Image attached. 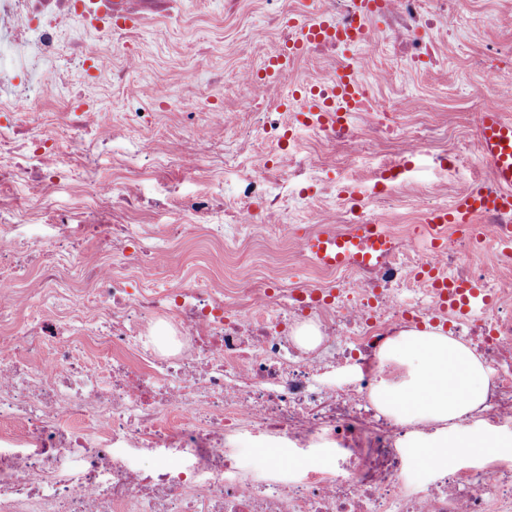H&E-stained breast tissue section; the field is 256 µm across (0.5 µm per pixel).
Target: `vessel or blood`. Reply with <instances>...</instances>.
<instances>
[{"instance_id": "b4317fda", "label": "vessel or blood", "mask_w": 512, "mask_h": 512, "mask_svg": "<svg viewBox=\"0 0 512 512\" xmlns=\"http://www.w3.org/2000/svg\"><path fill=\"white\" fill-rule=\"evenodd\" d=\"M337 28L325 19L315 17L302 24L301 38L285 47L271 59L268 74L281 76L287 72L296 54L308 43L333 39ZM362 85L357 70L345 71L336 88L335 102H327L315 95L301 104L302 121L319 117L320 121L335 120L337 112L354 109L357 93ZM480 147L484 158L491 165L497 187L494 191L470 190L462 193L452 210H435L428 214L427 221L433 226L447 224H469L487 211L512 212V121L496 112L484 113L481 121ZM392 245V238L381 224H355L344 233L336 232L333 226L322 229L302 241V249L318 265L327 269L346 266L371 267L381 262ZM441 295L449 305L461 307L463 312L479 310L486 300L479 287L468 282L441 281Z\"/></svg>"}]
</instances>
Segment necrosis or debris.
<instances>
[{
    "label": "necrosis or debris",
    "mask_w": 512,
    "mask_h": 512,
    "mask_svg": "<svg viewBox=\"0 0 512 512\" xmlns=\"http://www.w3.org/2000/svg\"><path fill=\"white\" fill-rule=\"evenodd\" d=\"M172 0H0V268L27 271L17 255L39 253L52 241L55 256L41 266V284L24 301L66 290L72 307L82 287L96 305L76 333L111 347L112 356L90 364L64 340L61 318L36 314L13 334L0 336V512H512V455L487 452L460 463L451 451L418 477L410 465L423 424L382 412L373 393L391 366L385 362L394 334L411 324L444 317L487 368L484 403L455 420L488 437L512 429V305L495 270L512 268V250L496 253L494 267L476 258L496 246L512 214L487 213L477 225H453L442 251L427 258L413 235H392L382 263L346 267L326 286L287 288L261 278L243 288H199L182 281L158 287L143 262L114 273L72 252L92 241L106 258L128 250L146 253L134 213L160 208L176 217L170 238L189 224L213 237L226 229L288 234L273 224L284 189L311 180L299 146L283 147L275 132L281 115L262 124L264 155L240 167L230 193L217 196L201 162L224 159L220 140L198 135L171 148L118 132L90 138L99 101L70 98L63 129L38 135L21 118L52 86L62 58L73 61L83 82L107 80L112 47L138 36L152 17H170ZM467 0H376L386 17L396 58H432L425 31ZM397 103L364 94L336 123L312 122L328 145L344 143L350 156L365 150L359 121L370 115L374 138L389 131L382 119ZM118 172L104 175L102 160ZM402 158L381 154L359 167L358 182L382 205L393 200L391 174ZM175 169L184 181L157 196H141L144 181ZM85 191L69 204L52 193L72 172ZM26 181L30 194L12 188ZM49 239L21 235L27 224ZM433 266L447 277L484 286L492 301L462 319L438 308L428 280L415 269ZM312 321L315 346L299 344L298 325ZM163 336L162 345L148 344ZM48 347L33 367L19 352ZM251 433L274 443L276 462L250 468L238 441ZM332 458L327 469L315 455ZM161 459L147 471L142 462Z\"/></svg>",
    "instance_id": "1"
}]
</instances>
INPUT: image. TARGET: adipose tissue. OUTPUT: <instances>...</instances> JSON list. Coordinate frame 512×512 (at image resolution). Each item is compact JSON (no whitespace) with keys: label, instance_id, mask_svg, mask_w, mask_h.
Here are the masks:
<instances>
[{"label":"adipose tissue","instance_id":"1","mask_svg":"<svg viewBox=\"0 0 512 512\" xmlns=\"http://www.w3.org/2000/svg\"><path fill=\"white\" fill-rule=\"evenodd\" d=\"M388 357L408 367L406 378L380 384L376 403L405 421L445 423L484 400L488 372L461 342L435 330H404Z\"/></svg>","mask_w":512,"mask_h":512}]
</instances>
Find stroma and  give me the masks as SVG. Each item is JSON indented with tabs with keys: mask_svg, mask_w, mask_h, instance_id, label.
Instances as JSON below:
<instances>
[{
	"mask_svg": "<svg viewBox=\"0 0 512 512\" xmlns=\"http://www.w3.org/2000/svg\"><path fill=\"white\" fill-rule=\"evenodd\" d=\"M503 0H472L463 18H443L430 36L436 45L437 62L414 70L397 62L385 41L357 47L362 75L372 94L401 99L404 106L396 112V122L407 129L423 123L434 125L440 138L437 147L448 142L471 140L480 134L481 117L486 112H499L512 119V97H499L488 89L487 75L477 60L488 44L512 38V15L504 13ZM195 17L191 31L193 45H186L178 28H162L160 21L147 23L141 49L135 57L124 61L127 79L121 88L97 89L104 109L112 119L149 104L155 85L168 83L181 91L211 99L222 108L227 125L223 130L224 153L241 156L244 143L254 135L253 128L238 124L239 116L256 109L253 95L242 79L257 70L265 56L277 44L276 33L261 42L253 32L264 25L263 0H245L242 11L233 18L225 17L216 0H193ZM338 60L306 56L295 62L282 82L279 93L292 94L305 84L335 74ZM221 71L223 82L213 85L214 71ZM307 147L306 161L320 173L337 181L347 179L343 147L322 144L317 135L302 134ZM407 173V190L401 191L391 206L378 209L376 221L416 230V245L427 250L425 217L435 207H452L457 196L470 188L467 171L461 170L445 178L427 168L425 156L414 159ZM287 238H262L239 235L228 246L211 244L202 228L170 242L165 257L152 266L158 285H172L186 275H195L205 285L235 286L241 271L256 276L282 278L284 286H310L331 280L333 271L294 260L297 242L310 235V218L296 200L288 202Z\"/></svg>",
	"mask_w": 512,
	"mask_h": 512,
	"instance_id": "35a3bbf8",
	"label": "stroma"
}]
</instances>
